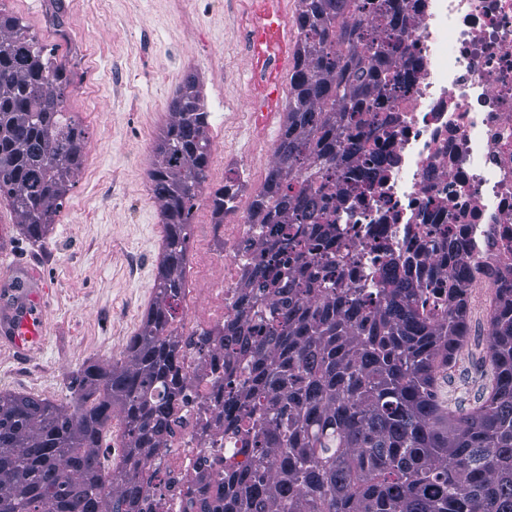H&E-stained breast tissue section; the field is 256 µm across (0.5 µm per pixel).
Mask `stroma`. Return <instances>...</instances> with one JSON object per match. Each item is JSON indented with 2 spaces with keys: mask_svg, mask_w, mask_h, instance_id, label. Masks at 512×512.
Wrapping results in <instances>:
<instances>
[{
  "mask_svg": "<svg viewBox=\"0 0 512 512\" xmlns=\"http://www.w3.org/2000/svg\"><path fill=\"white\" fill-rule=\"evenodd\" d=\"M69 26L53 27L48 0H0L69 63L72 111L87 126L83 169L50 234L26 239L0 203V245L34 255L51 293L41 349L15 359L0 346V391L70 405L72 381L88 362L118 360L154 298L158 253L151 238L159 204L141 183L147 141L171 118L169 102L191 72L213 84L209 109L224 115V149L250 157L239 171L258 190L273 156L251 136L250 64L238 20L254 0H66ZM489 322L471 304L469 333L439 381L450 410L463 414L493 383Z\"/></svg>",
  "mask_w": 512,
  "mask_h": 512,
  "instance_id": "1",
  "label": "stroma"
}]
</instances>
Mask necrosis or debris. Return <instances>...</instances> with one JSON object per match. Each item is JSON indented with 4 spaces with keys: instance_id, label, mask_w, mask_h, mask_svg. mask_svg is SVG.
<instances>
[{
    "instance_id": "necrosis-or-debris-1",
    "label": "necrosis or debris",
    "mask_w": 512,
    "mask_h": 512,
    "mask_svg": "<svg viewBox=\"0 0 512 512\" xmlns=\"http://www.w3.org/2000/svg\"><path fill=\"white\" fill-rule=\"evenodd\" d=\"M398 6L405 22L393 59L405 81L370 99L369 123L351 125L366 152L326 193L337 243L357 254L342 281L372 286L397 255L412 276L460 274L496 293L512 286V0ZM372 161L376 174L364 177ZM267 233L245 203L223 223L192 227L173 325L186 344L187 379L161 448L141 469V512H201L225 462L240 459L224 434V385L243 382L249 364L225 352L224 323L239 310L237 292ZM431 236L453 249L422 253Z\"/></svg>"
}]
</instances>
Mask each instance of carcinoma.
<instances>
[{"mask_svg":"<svg viewBox=\"0 0 512 512\" xmlns=\"http://www.w3.org/2000/svg\"><path fill=\"white\" fill-rule=\"evenodd\" d=\"M296 12L274 161L252 200L254 223L269 225L268 260L247 270L240 312L224 323L230 353L250 363L248 380L224 394V431L253 462L224 465L203 512H512V288L490 316L491 390L457 416L437 382L468 334L469 285L444 294L440 282L402 274L394 257L373 293L335 278L321 175L345 178L365 149L345 129L368 123L366 100L403 79L390 61L395 0H296ZM72 85L56 49L0 9V200L35 241L85 160L86 129L66 108ZM169 110L147 171L166 228L154 300L123 359L77 371L70 406L0 392V512H140L138 471L161 447L185 381L172 326L211 156L195 80ZM239 186L228 172L213 214L232 212ZM256 303L270 319L260 336L248 329ZM115 417L121 471L100 454Z\"/></svg>","mask_w":512,"mask_h":512,"instance_id":"obj_1","label":"carcinoma"}]
</instances>
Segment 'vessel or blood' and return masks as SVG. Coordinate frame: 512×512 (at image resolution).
Returning a JSON list of instances; mask_svg holds the SVG:
<instances>
[{
	"label": "vessel or blood",
	"instance_id": "vessel-or-blood-1",
	"mask_svg": "<svg viewBox=\"0 0 512 512\" xmlns=\"http://www.w3.org/2000/svg\"><path fill=\"white\" fill-rule=\"evenodd\" d=\"M277 17L264 45L253 46L250 52L251 68L264 72L269 83L276 85L292 70L287 7H280ZM0 283L5 286L0 292V341L7 344L17 358L23 359L45 341L44 297L49 288L42 273L32 264H13L0 274Z\"/></svg>",
	"mask_w": 512,
	"mask_h": 512
}]
</instances>
